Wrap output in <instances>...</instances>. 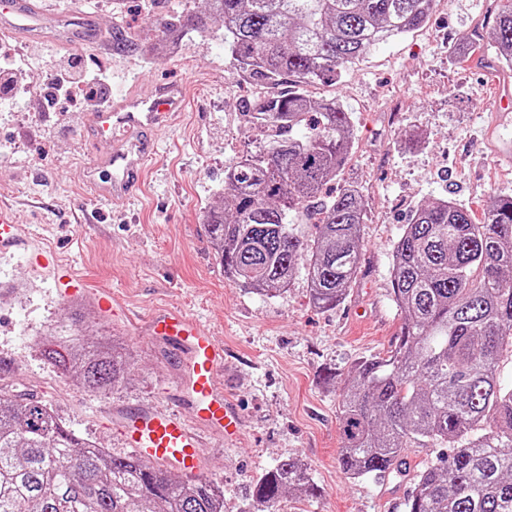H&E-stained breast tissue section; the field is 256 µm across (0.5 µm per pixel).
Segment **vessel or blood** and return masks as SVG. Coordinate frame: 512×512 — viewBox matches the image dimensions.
Masks as SVG:
<instances>
[{"label":"vessel or blood","mask_w":512,"mask_h":512,"mask_svg":"<svg viewBox=\"0 0 512 512\" xmlns=\"http://www.w3.org/2000/svg\"><path fill=\"white\" fill-rule=\"evenodd\" d=\"M0 34L27 42L50 40L62 46L74 40L70 19L44 11L35 0H0ZM184 91L170 87L150 99L115 92L105 107L91 112L89 125L98 138L111 142L90 169V186L97 198L115 201L140 189L154 155L152 134L168 113L181 111ZM23 255L33 269L52 273L62 299L85 293V283L71 266L58 262L54 253L26 246L9 205L0 206V256ZM151 334L170 345L180 365V391L194 408L197 420L209 432L236 437L241 428L238 411L214 383L226 351L222 344L186 314L177 310L155 312ZM126 437L138 456L162 467L189 474L201 466L200 438L174 413L134 408L126 412Z\"/></svg>","instance_id":"1"}]
</instances>
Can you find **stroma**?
<instances>
[{"label": "stroma", "instance_id": "35a3bbf8", "mask_svg": "<svg viewBox=\"0 0 512 512\" xmlns=\"http://www.w3.org/2000/svg\"><path fill=\"white\" fill-rule=\"evenodd\" d=\"M44 8L91 14L98 31L121 22L138 48L115 53L111 41L79 48L85 81L56 96L53 79L69 65L70 48L0 37V67L23 75L14 93H0V204H11L24 233L73 264L88 284L78 300L91 337L123 342L135 368L112 392L94 395L47 364L38 344L50 326L66 323L69 304L52 275L0 257V359L10 369L0 385L44 401L82 438L128 454L114 417L131 407L194 413L175 386L172 349L148 335L150 312L178 308L205 325L229 357L216 385L236 402L243 430L233 441L208 438L201 474L224 491L225 512H257L251 491L283 458H295L319 488L317 497L285 495L283 512H405L410 478H353L340 463L341 393L356 362L385 353L400 332L392 300V253L412 211L426 201L454 200L475 219L492 197L512 195V165L500 160L512 127L496 124L483 61L465 66L460 53L494 24V0H438L420 30L371 50L336 84L308 86L313 99L336 97L356 122V143L336 179L364 196L361 267L346 299L315 307L304 273L287 292L267 298L224 274L205 226L218 205L225 170L263 141L243 113L257 87L212 36L172 39L171 17L204 9L202 0H43ZM183 82L182 111L170 113L156 158L138 194L97 200L87 185L92 152L107 151L87 124L92 103L124 87L152 97ZM422 144L405 147L409 134ZM103 290L139 311L101 316L93 296Z\"/></svg>", "mask_w": 512, "mask_h": 512}]
</instances>
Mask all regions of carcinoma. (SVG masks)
Wrapping results in <instances>:
<instances>
[{
	"instance_id": "1",
	"label": "carcinoma",
	"mask_w": 512,
	"mask_h": 512,
	"mask_svg": "<svg viewBox=\"0 0 512 512\" xmlns=\"http://www.w3.org/2000/svg\"><path fill=\"white\" fill-rule=\"evenodd\" d=\"M432 0H207L169 28L186 36L224 25V44L253 83L290 87L246 104L265 145L224 172V206L207 214L224 273L276 297L305 270L315 307L348 294L361 264V191L322 190L355 139L352 114L303 86L334 83L377 45L412 33ZM497 59L512 68V0L492 29ZM136 44L112 25V50ZM315 227L303 245L295 216ZM403 323L383 356L359 361L342 392L343 470L353 478L406 472L404 452L440 442L452 449L414 477L406 512H512V388L497 377L512 352V196L494 197L482 222L453 200L426 202L403 225L391 267ZM83 315L48 333L41 356L92 393L128 382L133 363L108 338H86ZM314 496L303 464L283 459L253 497L273 509L289 490ZM0 512H224V490L182 479L135 454L118 456L80 438L34 396L0 387Z\"/></svg>"
}]
</instances>
